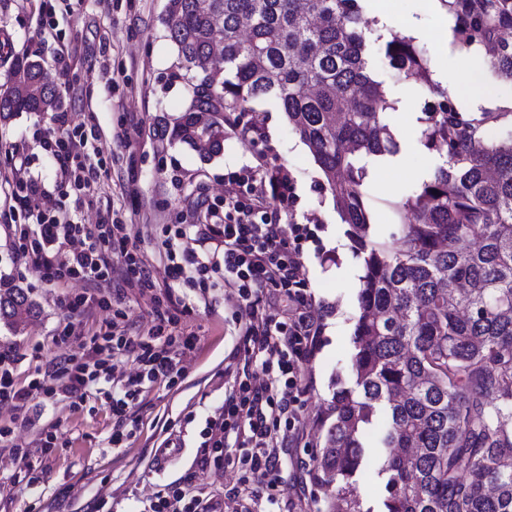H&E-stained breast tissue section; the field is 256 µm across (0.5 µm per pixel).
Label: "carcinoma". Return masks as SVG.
<instances>
[{"label":"carcinoma","mask_w":512,"mask_h":512,"mask_svg":"<svg viewBox=\"0 0 512 512\" xmlns=\"http://www.w3.org/2000/svg\"><path fill=\"white\" fill-rule=\"evenodd\" d=\"M361 0H167L168 39L189 105L171 141L210 159L224 124L256 128L252 103L274 97L331 188L363 254L348 372L318 421L309 478L325 512L363 508L356 475L362 437L379 424L381 512H512V137L490 128L511 112H461L448 96L424 111L421 139L441 160L401 204L414 221L375 237L365 190L368 160L399 144L393 109L369 70ZM460 49L512 81V0H442ZM381 63L431 83L411 37L385 42ZM57 84L33 60L0 85V121L59 108ZM215 118L203 124L200 114ZM36 313L22 288L0 292V321Z\"/></svg>","instance_id":"obj_1"}]
</instances>
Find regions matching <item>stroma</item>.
<instances>
[{"mask_svg": "<svg viewBox=\"0 0 512 512\" xmlns=\"http://www.w3.org/2000/svg\"><path fill=\"white\" fill-rule=\"evenodd\" d=\"M41 0H0V82L17 60L37 58L60 89V109L70 125L96 112L98 140L87 146L89 160L100 166L102 187L84 224L94 225L112 213L128 224V245L153 267L154 297H165L169 281L159 251L167 224H212L224 214L225 176L246 166L265 164L284 169L293 193L281 205V221L305 225L300 257L309 281L310 305L318 318L316 349L307 365L308 389L300 395V426L289 437L291 469L285 470L280 512H317L320 492L312 488L307 472L318 441L317 420L328 413L337 378L348 375L354 351L353 330L358 313V293L363 256L351 240L348 227L334 207L331 190L308 148L289 127L286 113L271 98L258 103L261 135L227 130L224 152L203 160L189 146L171 142L173 121L189 98L182 79L176 78L178 56L166 32L167 0H52L54 10L39 20ZM363 18L372 47L389 40L400 29H413V38L426 52L433 86L411 84L393 71L379 73L387 99L395 105L386 121L400 145L383 164L369 165L366 191L371 201L372 229L390 238L406 214L396 205L411 195L431 175L438 158L421 141L419 119L427 103L446 91L448 77L463 80L461 50L452 41L453 18L441 0H393V20L385 24L375 16L370 0H363ZM67 50L68 68L56 61ZM485 97L454 98L463 112H512V82L490 68H482ZM131 129L130 142L114 139L121 126ZM51 115L21 112L0 123V173H9L19 159H27L31 172L53 189L56 166L43 147L46 132L55 131ZM135 148L139 180L136 195L125 190L126 151ZM0 187V278L27 289L37 313L16 330L0 322V346L17 349L18 382L28 381L36 370L70 355H80L81 339L55 344L57 327L73 322L83 337L105 330L111 310H94L73 316L64 305L66 294L83 292L84 283L63 289L42 279L34 269L20 267L4 224L9 205ZM99 294L118 296L132 333H145L154 320L153 297L104 281ZM181 326L198 338L197 349L184 359L185 374L174 387L154 384L133 415L138 429L127 447L108 446L112 415L100 402L87 401L82 410L70 411L58 402L34 408L30 420L13 419L0 405V427L11 425L13 442L25 456L0 450V512H147L151 498L168 486L189 484L213 498L218 512H232V490L239 474L219 464L200 469V432L207 417L224 403L233 381L242 379L247 362L245 346L237 335V308L217 297L209 306L192 307ZM54 432L57 446L41 454L42 433ZM178 441L166 468H157L155 451L166 438ZM379 434L366 440L367 463L358 475L363 505L380 512L385 495L378 474Z\"/></svg>", "mask_w": 512, "mask_h": 512, "instance_id": "1", "label": "stroma"}]
</instances>
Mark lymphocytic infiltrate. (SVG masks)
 <instances>
[{
    "label": "lymphocytic infiltrate",
    "instance_id": "1",
    "mask_svg": "<svg viewBox=\"0 0 512 512\" xmlns=\"http://www.w3.org/2000/svg\"><path fill=\"white\" fill-rule=\"evenodd\" d=\"M93 121L48 139L44 148L59 171V188L73 193L76 205L91 200L98 189L97 173L83 162L89 139L99 138ZM237 192L224 200V221L199 224L195 229L175 225L162 243L165 268L177 285L196 288L203 302L218 291L235 295L245 318L239 323L246 349L261 363V373L244 381L224 400L219 416L207 419L202 431L201 467L210 466L214 454L223 452L227 439H235L242 479L253 490L240 503L239 512H253L258 489L277 490L287 454L286 440L293 430L295 403L307 385L305 365L317 340V329L306 309L307 280L290 241L301 240L303 227L281 223L278 203L291 193L287 173L263 165L231 173ZM30 224L9 225L17 262L40 271L48 281L67 285L73 281L95 283L118 276L141 294L152 293L155 281L144 256L126 253L121 267H113L110 244L125 241L122 220L107 219L95 229L75 222L65 207L35 212ZM194 233L197 246L183 248L181 241ZM295 303L291 317L274 310L282 298ZM188 307L175 292L155 307V323L147 333L130 334L124 321L112 318L105 332L94 335L80 357H70L37 372L26 385L14 377L17 357L0 351V404L24 413L37 399L55 398L79 405L87 397L100 398L112 414L108 441L122 447L132 432L127 419L148 385L174 386L183 376L179 353L194 349L195 339L180 334L178 325ZM134 355L136 369L117 370L116 354ZM151 512H216L210 498L189 487H175L157 496Z\"/></svg>",
    "mask_w": 512,
    "mask_h": 512
}]
</instances>
